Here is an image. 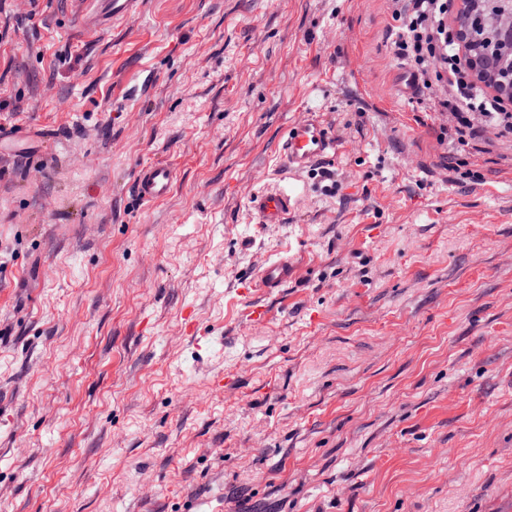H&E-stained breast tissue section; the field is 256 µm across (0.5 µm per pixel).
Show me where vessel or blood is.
I'll use <instances>...</instances> for the list:
<instances>
[{"mask_svg":"<svg viewBox=\"0 0 512 512\" xmlns=\"http://www.w3.org/2000/svg\"><path fill=\"white\" fill-rule=\"evenodd\" d=\"M97 9L87 22L89 28L97 29L108 22L124 17L130 12L135 0H95ZM338 144L331 130L318 117L296 123L288 128L280 149V158L288 168L302 170L333 160ZM174 171L163 162H154L138 168L133 191L145 204H153L166 198L173 186ZM292 192L285 189L265 191L252 196L249 209L257 223L282 224L294 209ZM296 274L293 262L285 256L270 259L259 270L256 277L244 283L240 293L249 296L254 289L272 292L292 279Z\"/></svg>","mask_w":512,"mask_h":512,"instance_id":"1","label":"vessel or blood"}]
</instances>
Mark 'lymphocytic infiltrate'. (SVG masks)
Masks as SVG:
<instances>
[{"instance_id": "obj_1", "label": "lymphocytic infiltrate", "mask_w": 512, "mask_h": 512, "mask_svg": "<svg viewBox=\"0 0 512 512\" xmlns=\"http://www.w3.org/2000/svg\"><path fill=\"white\" fill-rule=\"evenodd\" d=\"M390 2L397 23L396 57L411 65L425 89L430 86V66L440 67L437 77L445 81L448 91L434 99L433 107L452 115L449 138L465 146L490 130L500 137L512 136V108L504 107L499 97L477 85L463 62L461 39L448 24L449 0Z\"/></svg>"}]
</instances>
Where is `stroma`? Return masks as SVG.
I'll return each instance as SVG.
<instances>
[{
	"label": "stroma",
	"mask_w": 512,
	"mask_h": 512,
	"mask_svg": "<svg viewBox=\"0 0 512 512\" xmlns=\"http://www.w3.org/2000/svg\"><path fill=\"white\" fill-rule=\"evenodd\" d=\"M91 7L0 0V512H512V138H442L386 0ZM136 0H95L99 7L85 24L91 29L101 28L110 21L124 17L135 5ZM338 144L331 130L311 115L307 120L288 128L280 149V158L288 169L302 170L331 161L338 153ZM174 171L170 165L154 162L142 165L136 171L133 191L136 197L147 205L166 198L173 186ZM294 204L292 192L276 189L252 196L249 209L258 224H284L294 210ZM295 274L296 267L288 257H276L266 262L256 277L249 282H245L239 292L244 297L251 295L255 291L254 288L273 292L292 279Z\"/></svg>",
	"instance_id": "1"
}]
</instances>
